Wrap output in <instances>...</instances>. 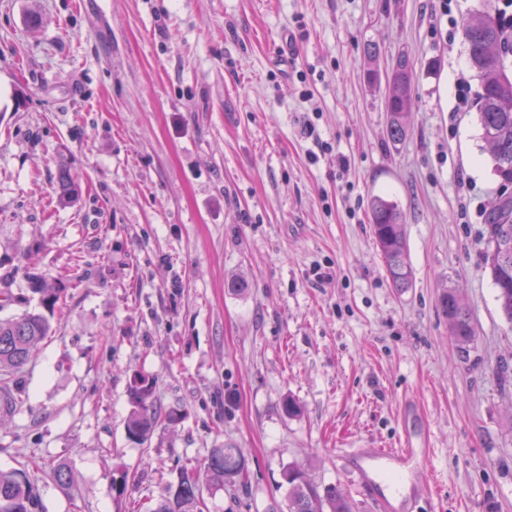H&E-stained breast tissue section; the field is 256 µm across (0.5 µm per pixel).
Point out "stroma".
I'll use <instances>...</instances> for the list:
<instances>
[{
	"label": "stroma",
	"instance_id": "stroma-1",
	"mask_svg": "<svg viewBox=\"0 0 512 512\" xmlns=\"http://www.w3.org/2000/svg\"><path fill=\"white\" fill-rule=\"evenodd\" d=\"M438 5L0 0V276L23 298L0 318L36 310L26 272L81 281L24 368L26 404L0 422V466L35 461L46 512H137L177 461L227 444L250 480L205 491L207 512H288L291 463L352 512H384L348 454L409 434L440 488L411 512H512V380L498 375L512 324L479 216L497 181L475 108L453 109L455 71L475 77L459 24L487 2L452 0L454 27ZM401 54L414 107L395 142ZM310 113L328 146L314 161ZM376 196L405 214L404 292L372 234ZM451 285L476 330L465 355L440 306ZM137 372L184 415L142 445L124 428ZM412 80L413 69L410 60L407 56L401 55L388 75V136L393 141L401 139L406 133L407 118L412 110Z\"/></svg>",
	"mask_w": 512,
	"mask_h": 512
}]
</instances>
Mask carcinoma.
<instances>
[{
	"mask_svg": "<svg viewBox=\"0 0 512 512\" xmlns=\"http://www.w3.org/2000/svg\"><path fill=\"white\" fill-rule=\"evenodd\" d=\"M462 37L478 84L474 103L479 117L481 139L488 146L497 181L512 183V95L503 94V81L509 70L505 58L509 49L497 11L484 9L470 14L463 23ZM413 69L407 56H400L388 75V136L401 139L406 133L412 110ZM62 198L76 195V179L65 167L59 168ZM372 233L393 288L404 292L412 286L413 272L407 261L404 214L398 204L376 196L370 205ZM482 240L485 260L497 289V300L506 318L512 322V199L494 198L482 213ZM32 293L39 295L41 311H25L0 319V399L8 407L0 408V417L12 415L25 398L18 379L29 362L37 343L50 334L51 318L57 304L66 298L67 288L50 284L37 274L28 275ZM448 317V331L457 347L467 350L475 336L470 309L457 289L450 287L441 296ZM156 381L142 374L133 376L129 395L132 409L125 422L129 439L148 440L161 423L175 424L181 419L176 410L157 405ZM204 469L209 489L230 494L247 485L246 460L240 449L231 445L211 451L204 466L193 461L177 467V476L150 512H203L199 469ZM288 484V512H350L349 505L334 486L323 489L311 483L305 472L290 464L283 471ZM0 512H45L38 480L28 468L0 467Z\"/></svg>",
	"mask_w": 512,
	"mask_h": 512,
	"instance_id": "cac0c4a2",
	"label": "carcinoma"
}]
</instances>
